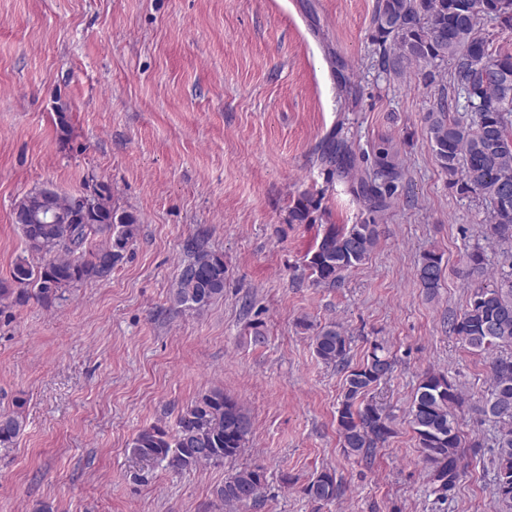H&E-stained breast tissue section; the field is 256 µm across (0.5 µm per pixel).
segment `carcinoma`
I'll return each mask as SVG.
<instances>
[{"instance_id":"carcinoma-1","label":"carcinoma","mask_w":512,"mask_h":512,"mask_svg":"<svg viewBox=\"0 0 512 512\" xmlns=\"http://www.w3.org/2000/svg\"><path fill=\"white\" fill-rule=\"evenodd\" d=\"M486 17L502 31L512 32V0H377L372 42L379 69L401 76L408 66H422L425 84H433L440 68L452 63L450 83L464 99V115L451 114L440 98L424 115V128L436 162L448 175V186L462 196L478 197L492 210L485 237L499 248L496 260L474 246L466 252L463 277L471 281L464 309L448 319L450 331L470 350L489 358L491 385L480 413L498 425L494 438V491L512 512V52L494 46L479 29ZM323 159L340 172L354 167L355 158L344 137L327 144ZM373 178L360 183L372 217L358 224H328L306 266L317 285L334 287L345 274L364 265L378 242L373 214L387 206L403 177L402 166L388 147L372 148ZM95 205L84 211L75 198L57 197V205L72 213L68 224H25L23 211H14L24 254L15 260L11 280L0 281V309L29 299L49 303L68 289L107 280L123 264L138 235L140 219L112 206V188L99 183ZM315 210L310 197L298 199L290 221L309 224ZM186 260L170 289L173 303L201 311L223 296L224 255L192 239L185 244ZM443 254L424 252L416 275L426 297L441 287ZM350 337L329 322L315 329V355L343 373L344 382L336 423L341 447L365 461L395 434L394 417L372 396L390 376L393 359L381 342L371 343L363 360L349 359ZM465 399L448 375L427 370L412 396L408 415L416 435L420 460L428 470L430 493L448 497L463 473L460 423L455 410ZM25 427L18 409L0 413V447L10 448ZM243 406L213 387L198 395L178 415L174 431L160 425L141 430L131 444L138 459L164 462L177 471L203 464L235 460L251 435ZM265 471L242 468L214 490L224 504L255 505L266 488ZM315 502L337 497L336 473L324 470L303 488Z\"/></svg>"}]
</instances>
